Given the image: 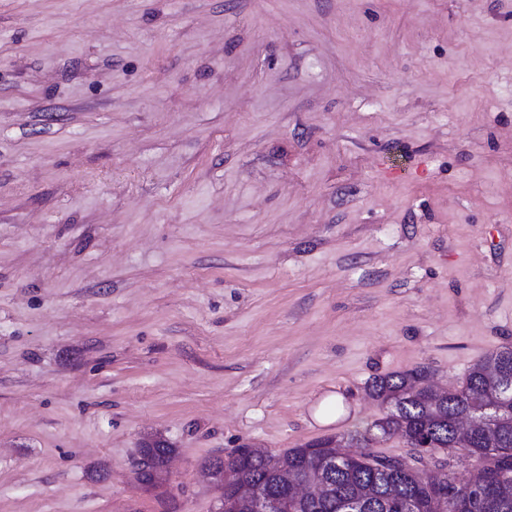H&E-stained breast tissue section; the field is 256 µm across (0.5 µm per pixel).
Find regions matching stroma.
<instances>
[{"mask_svg":"<svg viewBox=\"0 0 512 512\" xmlns=\"http://www.w3.org/2000/svg\"><path fill=\"white\" fill-rule=\"evenodd\" d=\"M503 346L512 0H0V512H212ZM143 449L144 456L152 461L151 472L148 474H135V481L144 486H157L161 480L166 464L174 448H169L162 442H156L152 446Z\"/></svg>","mask_w":512,"mask_h":512,"instance_id":"stroma-1","label":"stroma"}]
</instances>
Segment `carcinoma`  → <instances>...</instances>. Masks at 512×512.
<instances>
[{"label": "carcinoma", "mask_w": 512, "mask_h": 512, "mask_svg": "<svg viewBox=\"0 0 512 512\" xmlns=\"http://www.w3.org/2000/svg\"><path fill=\"white\" fill-rule=\"evenodd\" d=\"M426 371L420 368L378 376L370 383L384 415L363 432L312 440L282 454H256L242 446L228 460L209 462L221 482L224 464L243 471L252 494L225 491L231 512H254L252 495L277 494L275 478L299 473L322 485L318 501L283 499L282 512H345L346 503L359 501L360 512H512V480L501 482L500 472L512 471V347L488 352L463 381L448 386L442 397L427 391ZM463 419L474 428L456 441V425ZM401 437L410 451L395 456V466L379 462L382 455L367 447L379 438ZM363 448L355 455L347 449ZM448 458L438 459L441 451ZM174 449L156 442L143 449L152 461L151 472L135 475L144 486L159 484ZM314 457L336 461L322 471L310 467ZM470 469L461 482L457 468Z\"/></svg>", "instance_id": "carcinoma-1"}]
</instances>
